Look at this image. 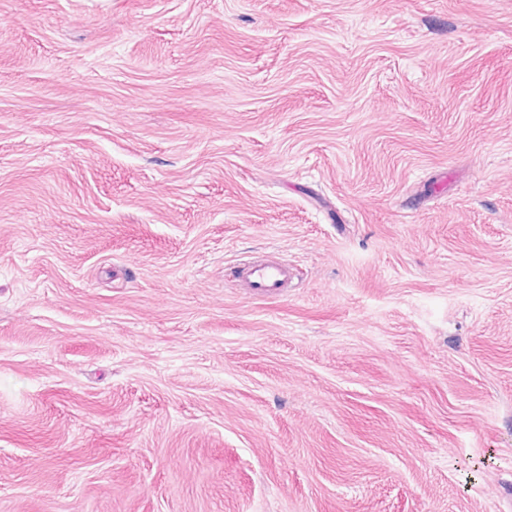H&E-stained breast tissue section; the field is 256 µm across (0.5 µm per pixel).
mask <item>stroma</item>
I'll return each instance as SVG.
<instances>
[{
  "mask_svg": "<svg viewBox=\"0 0 512 512\" xmlns=\"http://www.w3.org/2000/svg\"><path fill=\"white\" fill-rule=\"evenodd\" d=\"M0 512H512V0H0ZM294 277L287 263L266 257H250L240 263L237 279L246 283L253 294L279 296L284 294Z\"/></svg>",
  "mask_w": 512,
  "mask_h": 512,
  "instance_id": "obj_1",
  "label": "stroma"
}]
</instances>
